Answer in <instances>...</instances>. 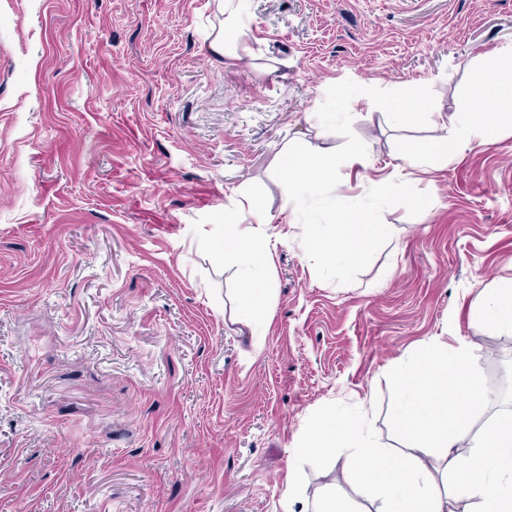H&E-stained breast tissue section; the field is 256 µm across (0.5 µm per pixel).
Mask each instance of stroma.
<instances>
[{"label": "stroma", "mask_w": 512, "mask_h": 512, "mask_svg": "<svg viewBox=\"0 0 512 512\" xmlns=\"http://www.w3.org/2000/svg\"><path fill=\"white\" fill-rule=\"evenodd\" d=\"M275 71L211 55L217 0H0V512H282L289 478L328 483L360 512L371 490L331 458L294 450L324 409L362 413L405 460L392 429L395 375L432 346L469 345L484 394L460 454L512 415V335L483 297L512 278V124L458 157H400L427 117H391L416 91L431 111L471 107L486 51L512 43V0H250ZM372 84L373 108L330 88ZM363 144L340 169L337 207L372 210L389 233L352 269L299 239L279 244L258 336L210 241L250 195L283 228L277 159Z\"/></svg>", "instance_id": "obj_1"}]
</instances>
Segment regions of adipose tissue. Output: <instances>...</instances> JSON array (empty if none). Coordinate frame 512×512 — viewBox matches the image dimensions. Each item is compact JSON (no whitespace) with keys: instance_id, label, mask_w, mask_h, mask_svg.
I'll use <instances>...</instances> for the list:
<instances>
[{"instance_id":"adipose-tissue-1","label":"adipose tissue","mask_w":512,"mask_h":512,"mask_svg":"<svg viewBox=\"0 0 512 512\" xmlns=\"http://www.w3.org/2000/svg\"><path fill=\"white\" fill-rule=\"evenodd\" d=\"M224 19L210 35L206 48L220 57L253 67L256 50L247 25L249 0H221ZM475 108L452 113L440 122V135L427 145L407 144L406 162L429 153L440 159L459 155L468 141L496 125L512 112V46L481 56V76L471 85ZM363 147L355 142L342 152L327 147L288 153L281 164L288 185V203L299 208L312 195L336 193L341 167L363 165ZM268 217L246 197L238 200L224 220L215 248L228 251L237 268L238 290L251 296L270 276L276 245L264 232ZM287 227H302L304 241L320 253L327 266L349 268L363 256L369 244L386 235L387 225L375 223L370 210L349 207L336 210L330 223H299L289 217ZM485 321L512 335V280L499 282L485 297ZM474 357L469 347L454 351L431 349L419 362L402 366L397 374L400 399L393 415L395 433L411 441L409 460L391 462L384 449L373 444L363 414L338 411L313 415L296 448L297 456L310 461L333 455L346 480L367 484L380 506L377 512H456L461 501L471 502L474 512H512V417L494 420L475 439L468 457L456 452L458 435L470 413L483 398L473 376ZM447 458L452 474L451 492L433 488L428 459L434 451Z\"/></svg>"}]
</instances>
